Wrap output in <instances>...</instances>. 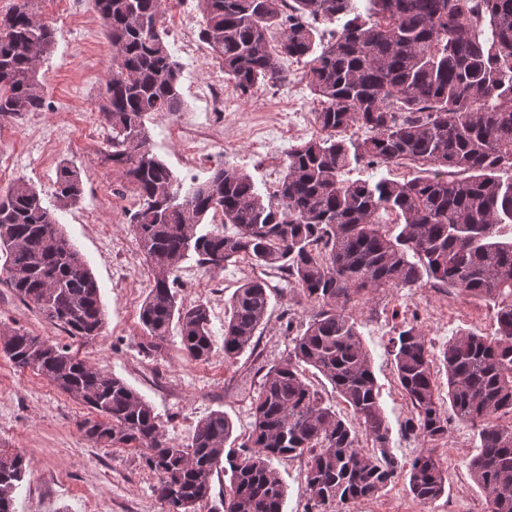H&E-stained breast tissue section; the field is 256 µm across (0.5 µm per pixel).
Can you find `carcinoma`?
<instances>
[{"label": "carcinoma", "instance_id": "cac0c4a2", "mask_svg": "<svg viewBox=\"0 0 512 512\" xmlns=\"http://www.w3.org/2000/svg\"><path fill=\"white\" fill-rule=\"evenodd\" d=\"M111 63L100 112L111 129L105 158L138 198L128 224L152 284L140 311L148 350L171 326L195 361L215 341L203 303L178 301L183 263L210 269L241 261L279 272L315 312L288 357L263 376L244 450L229 445L233 425L216 410L191 442L166 437L154 408L124 380L92 367L66 345L22 326L0 330V349L18 367L87 407L85 436L142 452L167 512H196L218 470L229 476L224 512H284L286 487L274 461L306 458L304 492L320 512H349L391 483L427 505L448 489L434 448L409 466L389 450L379 386L352 311L385 288H446L494 303L495 331L455 334L443 350L448 405L477 430L467 468L486 512H512V0H200L205 42L243 97L260 83L288 80L285 59L304 63L302 78L319 103L323 135L284 151L283 176L264 192L242 170L216 167L189 187L153 152L147 122L182 111L180 66L165 40L168 0H94ZM323 23L336 31L325 37ZM57 29L32 0L0 15V120L47 107L38 80ZM358 128L362 134L347 136ZM379 171L344 175L354 165ZM412 169L408 178L385 175ZM83 191L80 171L57 172L53 207L25 180L0 192V273L24 302L72 338L102 333L100 288L64 235L56 211ZM221 227L208 228L207 220ZM271 286L248 279L224 319V359L240 356L264 326ZM396 378L411 405L409 426L430 442L448 435L437 371L426 336L412 323L392 338ZM314 369L350 408L347 420L325 404L306 371ZM29 468L0 455V512Z\"/></svg>", "mask_w": 512, "mask_h": 512}]
</instances>
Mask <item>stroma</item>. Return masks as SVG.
<instances>
[{
    "mask_svg": "<svg viewBox=\"0 0 512 512\" xmlns=\"http://www.w3.org/2000/svg\"><path fill=\"white\" fill-rule=\"evenodd\" d=\"M172 7L193 20L190 35L173 28L167 31L169 49L181 66L185 107L174 115L151 117L148 127L154 152L181 178L202 181L224 165L247 171L259 188H273L282 176L283 152L297 138L283 131L271 151L256 149L264 136L259 117L278 112L283 124L305 121L312 125L318 103L302 78L303 64H290L288 83L262 85L249 97H240L225 81L207 44L199 40V0H174ZM36 8L57 28L55 48L39 70L48 107L0 121V154L15 157L11 180L32 183L49 205L54 202L58 165L66 162L80 170L79 201L57 211L56 217L99 283L105 325L101 336L89 342L71 340L2 283L0 325L15 323L45 340L69 345L80 358L123 379L153 406L172 443L188 444L197 422L214 410L224 411L233 423L234 438L245 441L264 368L287 356L291 332L308 322L313 307L299 289L271 278L274 290L267 323L254 347L237 359L225 360L221 349L225 304L244 280L256 277V269L241 263L214 270L190 259L179 274V299L187 305L208 306L217 347L209 360H190L173 329L158 351L145 352L140 310L151 277L125 219L135 207V196L122 170L104 159L108 125L76 119L77 113L97 109L102 101L109 44L93 0H67L63 6L57 0H38ZM219 97L224 100L220 110L215 107ZM176 124L216 131L207 159L194 162L186 157L171 132ZM310 134L319 136V128L312 125ZM89 214L106 226L107 235L97 232V224L86 223ZM128 268L134 270V278L124 277ZM355 315L380 385L389 448L399 462L409 463L428 442L406 428L412 410L395 380L390 338L403 322L417 323L438 359L458 330L492 333V308L434 288H388L370 295ZM87 416L82 405L0 352V453L18 451L30 462L15 493V512H88L92 502L101 512H166L152 490L155 479L144 467L139 450L95 445L79 428ZM475 445L474 428L452 421L447 439L437 444L448 475V490L441 498L420 505L399 480L378 496L353 504L351 512H477L482 496L466 468ZM276 467L287 487L286 512H311L304 493L303 460L283 459Z\"/></svg>",
    "mask_w": 512,
    "mask_h": 512,
    "instance_id": "35a3bbf8",
    "label": "stroma"
}]
</instances>
